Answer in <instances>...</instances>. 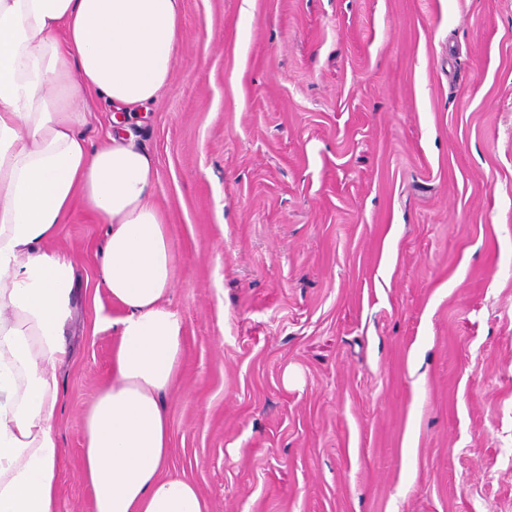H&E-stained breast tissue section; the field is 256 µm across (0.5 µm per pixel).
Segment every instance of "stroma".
Returning a JSON list of instances; mask_svg holds the SVG:
<instances>
[{
    "label": "stroma",
    "instance_id": "stroma-1",
    "mask_svg": "<svg viewBox=\"0 0 512 512\" xmlns=\"http://www.w3.org/2000/svg\"><path fill=\"white\" fill-rule=\"evenodd\" d=\"M153 154L207 512H512V0H183ZM74 203L58 512L120 309ZM294 383H286L287 373Z\"/></svg>",
    "mask_w": 512,
    "mask_h": 512
}]
</instances>
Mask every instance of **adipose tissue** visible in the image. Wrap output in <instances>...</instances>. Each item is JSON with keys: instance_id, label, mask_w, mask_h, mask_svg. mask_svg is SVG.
I'll list each match as a JSON object with an SVG mask.
<instances>
[{"instance_id": "adipose-tissue-1", "label": "adipose tissue", "mask_w": 512, "mask_h": 512, "mask_svg": "<svg viewBox=\"0 0 512 512\" xmlns=\"http://www.w3.org/2000/svg\"><path fill=\"white\" fill-rule=\"evenodd\" d=\"M182 22V0H0V512H57L74 266L50 243L77 201L106 226L100 282L123 311L112 382L84 415L95 512H205L193 483L164 472L162 399L179 383L185 325L156 160L127 126L101 146L81 133L85 93L120 112L158 104Z\"/></svg>"}]
</instances>
